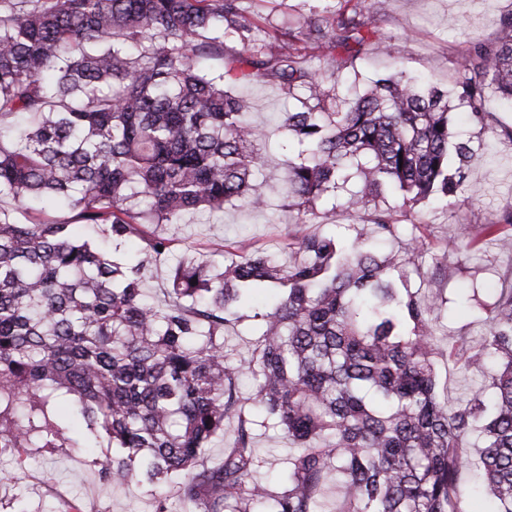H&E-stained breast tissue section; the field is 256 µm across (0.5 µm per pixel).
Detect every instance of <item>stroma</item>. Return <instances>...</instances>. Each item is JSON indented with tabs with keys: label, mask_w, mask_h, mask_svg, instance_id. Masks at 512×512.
Returning a JSON list of instances; mask_svg holds the SVG:
<instances>
[{
	"label": "stroma",
	"mask_w": 512,
	"mask_h": 512,
	"mask_svg": "<svg viewBox=\"0 0 512 512\" xmlns=\"http://www.w3.org/2000/svg\"><path fill=\"white\" fill-rule=\"evenodd\" d=\"M364 6L372 19L367 37L381 43V52L364 49L354 55L341 48H324L315 52L313 59L314 65L334 71L340 96L349 99L397 61L417 79L444 89L451 87L457 60L471 41L494 43L503 18L512 13V0H387L382 6L365 0ZM248 96L254 121L274 128L267 152L275 176L261 187L270 208L250 212L229 203L215 218L188 214L181 223L162 225L158 232L170 239L173 256H180L189 244L213 253L269 248L282 241L288 223L295 219L280 208L285 187L277 176L282 167L283 137L276 127L288 101L278 82L272 80L254 84ZM494 106L496 112L487 129L473 122L465 107L455 106L451 113L454 131L459 138L471 140L474 148L466 166H459L454 157L448 161L450 168H463L472 204L454 208L431 200L413 204L400 194H389L387 200L401 221L399 231L396 237L368 242L369 247L388 252L424 236L428 251L419 259L418 270L411 272L409 286L430 299L449 301V309L438 312L437 336L445 343L486 330V316L475 308V299L486 300L500 289L512 288V253L500 251L490 241L479 251H463L457 233L462 223L476 228L501 222L506 207L512 206V103L498 98ZM449 265L459 270L451 281L441 274ZM280 297V289L272 286L245 293L241 301L244 321L224 334L229 352L251 353L257 341L252 314L271 309ZM256 434L257 471L270 486L282 487L287 481L284 459L288 445L276 431L260 427ZM105 455L102 448L82 453L32 448L20 455L0 454V474L6 476L0 481V512H67L73 503L82 512H153L147 484L133 481L112 488L100 482L98 469Z\"/></svg>",
	"instance_id": "1"
}]
</instances>
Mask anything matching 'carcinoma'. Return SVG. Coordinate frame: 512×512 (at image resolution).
Returning <instances> with one entry per match:
<instances>
[{
    "label": "carcinoma",
    "instance_id": "1",
    "mask_svg": "<svg viewBox=\"0 0 512 512\" xmlns=\"http://www.w3.org/2000/svg\"><path fill=\"white\" fill-rule=\"evenodd\" d=\"M337 3L329 27L283 32L249 23L237 0H0V196L26 215L29 201L73 212L115 247L140 242L121 258L69 221L0 211V452L106 446L101 481L182 475L198 512H323L330 482L336 512H469L459 480L476 448L493 512H512V289L488 305L487 331L444 345L436 304L407 285L425 239L379 257L359 235L294 224L277 251L216 259L188 245L164 298L144 293L170 250L157 226L233 201L269 207L259 190L267 133L236 93L257 81L296 102L279 125L299 147L284 160L282 208L316 217L356 176L342 206L393 237L397 214L380 204L388 189L415 203L465 194L462 171L448 168V95L483 128L493 96L512 100V14L495 43L471 46L451 91L418 88L398 62L347 107L307 59L365 42L363 0ZM459 237L512 252L502 224ZM270 285L283 299L254 314L250 356L230 357L224 332L242 319V292ZM438 359L489 378L492 397L441 394ZM243 374L264 427L289 444L279 491L253 477ZM232 416L222 463L190 474Z\"/></svg>",
    "mask_w": 512,
    "mask_h": 512
}]
</instances>
